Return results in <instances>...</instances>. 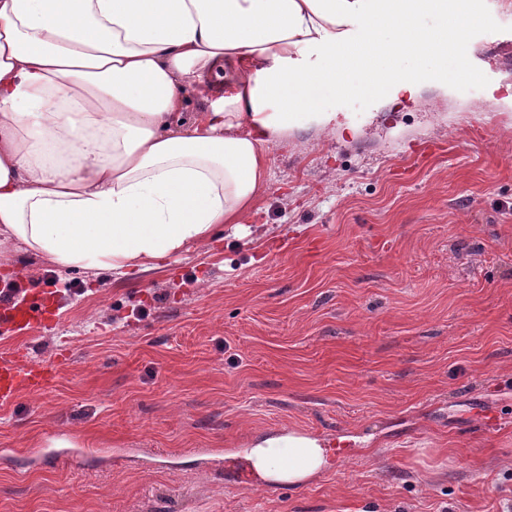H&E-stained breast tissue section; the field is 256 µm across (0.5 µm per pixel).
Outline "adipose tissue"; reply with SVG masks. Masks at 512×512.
I'll use <instances>...</instances> for the list:
<instances>
[{"mask_svg":"<svg viewBox=\"0 0 512 512\" xmlns=\"http://www.w3.org/2000/svg\"><path fill=\"white\" fill-rule=\"evenodd\" d=\"M462 17L492 20L485 0H0V247L127 276L207 246L244 223L289 128L335 138L318 91L414 94ZM210 79L223 96L183 119ZM244 454L291 486L330 465L293 430Z\"/></svg>","mask_w":512,"mask_h":512,"instance_id":"ef3b65f1","label":"adipose tissue"}]
</instances>
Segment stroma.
Returning a JSON list of instances; mask_svg holds the SVG:
<instances>
[{
	"label": "stroma",
	"instance_id": "obj_1",
	"mask_svg": "<svg viewBox=\"0 0 512 512\" xmlns=\"http://www.w3.org/2000/svg\"><path fill=\"white\" fill-rule=\"evenodd\" d=\"M502 2L462 49L480 80L451 62L456 88L325 92L335 146L317 124L290 129L251 219L208 247L121 282L0 252V289L38 285L56 313L0 326V350L71 354L44 393L0 403V512H512ZM285 428L344 452L297 487L201 463ZM63 430L78 454L45 447Z\"/></svg>",
	"mask_w": 512,
	"mask_h": 512
}]
</instances>
